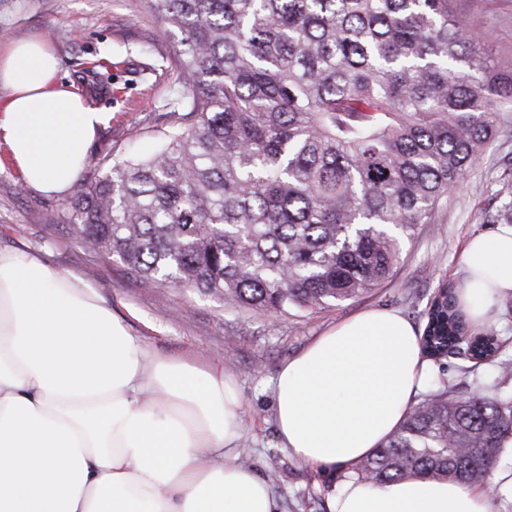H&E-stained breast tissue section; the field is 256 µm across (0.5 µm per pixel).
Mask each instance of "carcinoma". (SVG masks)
<instances>
[{
    "label": "carcinoma",
    "mask_w": 512,
    "mask_h": 512,
    "mask_svg": "<svg viewBox=\"0 0 512 512\" xmlns=\"http://www.w3.org/2000/svg\"><path fill=\"white\" fill-rule=\"evenodd\" d=\"M180 34L176 121L71 202L72 235L128 274L259 316L326 309L392 277L401 246L512 109V69L456 0H152ZM419 338L433 385L351 468L376 487L478 483L512 436V362L495 388H448L453 360L502 355L438 284Z\"/></svg>",
    "instance_id": "1"
}]
</instances>
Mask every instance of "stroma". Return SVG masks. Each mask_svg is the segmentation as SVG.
Returning a JSON list of instances; mask_svg holds the SVG:
<instances>
[{
  "instance_id": "obj_1",
  "label": "stroma",
  "mask_w": 512,
  "mask_h": 512,
  "mask_svg": "<svg viewBox=\"0 0 512 512\" xmlns=\"http://www.w3.org/2000/svg\"><path fill=\"white\" fill-rule=\"evenodd\" d=\"M460 7L481 31L491 59L512 58V0H461ZM38 38L52 47L62 80L111 115L90 146L83 177L104 174L114 161L153 153L183 81L175 63L179 38L165 32L150 0H0V49ZM92 62L111 76V88L87 73ZM71 200L26 185L0 141V250L30 252L84 280L156 353L223 362L245 404L238 453L270 478L277 512H329L340 484L337 469L304 464L280 446L273 396L279 368L317 336L366 309L396 311L421 328L438 284L466 280L469 240L507 224L502 213L512 201V123L498 127L449 193L447 206L405 244L392 278L361 299L311 314L268 319L183 288L145 285L117 258L75 240L68 229Z\"/></svg>"
}]
</instances>
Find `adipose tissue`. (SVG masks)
<instances>
[{"label": "adipose tissue", "instance_id": "1", "mask_svg": "<svg viewBox=\"0 0 512 512\" xmlns=\"http://www.w3.org/2000/svg\"><path fill=\"white\" fill-rule=\"evenodd\" d=\"M0 140L29 185L70 192L108 113L62 83L41 40L0 53ZM462 298L484 325L512 291V227L474 237ZM429 370L407 320L367 310L279 369L283 448L352 467L403 422ZM242 399L220 364L150 352L86 282L0 251V512H276L268 479L237 461ZM483 485L344 478L330 512H494Z\"/></svg>", "mask_w": 512, "mask_h": 512}]
</instances>
